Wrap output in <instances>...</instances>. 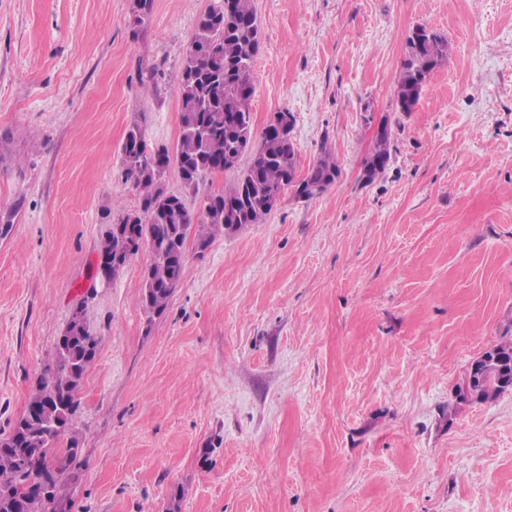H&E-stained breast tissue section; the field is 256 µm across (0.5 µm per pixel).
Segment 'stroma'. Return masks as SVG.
I'll return each mask as SVG.
<instances>
[{
  "label": "stroma",
  "instance_id": "obj_1",
  "mask_svg": "<svg viewBox=\"0 0 512 512\" xmlns=\"http://www.w3.org/2000/svg\"><path fill=\"white\" fill-rule=\"evenodd\" d=\"M209 0H0V438L72 308L102 339L80 390L72 512H512V389L456 396L512 340V0H254L255 129L295 117L300 169L262 223L188 248L163 315L140 250L91 285L118 150L180 133L179 68ZM452 50L411 112L404 42ZM391 158L361 178L375 119ZM184 491L171 505L173 488Z\"/></svg>",
  "mask_w": 512,
  "mask_h": 512
}]
</instances>
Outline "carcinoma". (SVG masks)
<instances>
[{
	"label": "carcinoma",
	"mask_w": 512,
	"mask_h": 512,
	"mask_svg": "<svg viewBox=\"0 0 512 512\" xmlns=\"http://www.w3.org/2000/svg\"><path fill=\"white\" fill-rule=\"evenodd\" d=\"M154 0H135L133 25L146 24ZM260 49L254 0H210L198 18L183 56L178 83L180 135L174 149L148 146L141 126L134 122L120 149L125 183L135 192L140 209L118 217L112 213L102 236L99 255L131 258L147 246L150 261L142 274L140 307L148 317L168 307L186 259L187 238L195 232L196 249L205 251L219 235L231 234L265 219L280 203L286 189L296 198L322 195L340 177L331 150H324L297 179L298 153L290 133L293 115L279 112L280 133L264 127L255 137L251 103L254 96L253 63ZM447 37L430 32L421 43L418 60L403 58L397 82L401 111L418 105L431 73L448 60ZM392 130L382 122L374 145L363 163L362 177L373 182L390 160ZM258 142L250 165L235 185L206 193L199 215L185 197L169 191L161 166L177 169L185 192L196 194L206 178L236 167L242 154ZM51 360L32 389L28 408L12 432L0 438V512H56L53 505L71 504L68 489L82 469L80 433L76 426L79 393L84 375L96 357L101 338L86 324L84 309L75 307ZM503 373L494 366L468 369L458 390L460 401L482 400L504 392Z\"/></svg>",
	"instance_id": "obj_1"
}]
</instances>
